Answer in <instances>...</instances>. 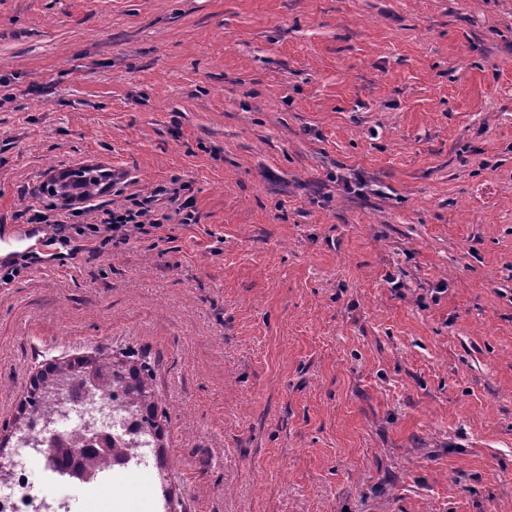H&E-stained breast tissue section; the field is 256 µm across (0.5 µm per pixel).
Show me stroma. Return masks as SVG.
Returning <instances> with one entry per match:
<instances>
[{
    "label": "stroma",
    "instance_id": "stroma-1",
    "mask_svg": "<svg viewBox=\"0 0 512 512\" xmlns=\"http://www.w3.org/2000/svg\"><path fill=\"white\" fill-rule=\"evenodd\" d=\"M82 165L198 221L16 248L0 428L131 349L133 512H512V0H0V236Z\"/></svg>",
    "mask_w": 512,
    "mask_h": 512
}]
</instances>
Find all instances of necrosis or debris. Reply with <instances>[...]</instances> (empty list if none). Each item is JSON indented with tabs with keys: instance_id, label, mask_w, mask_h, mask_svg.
I'll return each mask as SVG.
<instances>
[{
	"instance_id": "1",
	"label": "necrosis or debris",
	"mask_w": 512,
	"mask_h": 512,
	"mask_svg": "<svg viewBox=\"0 0 512 512\" xmlns=\"http://www.w3.org/2000/svg\"><path fill=\"white\" fill-rule=\"evenodd\" d=\"M136 422L97 386L64 387L46 414L17 433V454L6 468L7 479H0V512H93L102 499L124 498L126 477L146 469L152 446ZM107 437L114 442L115 456L89 467L81 480L51 460L55 443L82 448ZM74 484L84 490L82 500L58 495V488Z\"/></svg>"
}]
</instances>
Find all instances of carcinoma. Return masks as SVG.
Instances as JSON below:
<instances>
[{
  "mask_svg": "<svg viewBox=\"0 0 512 512\" xmlns=\"http://www.w3.org/2000/svg\"><path fill=\"white\" fill-rule=\"evenodd\" d=\"M106 174L100 169L82 166L64 172V177L52 184L57 197L75 196L91 199L103 191ZM146 365L128 355L124 359L94 360L78 358L63 364H53L33 379L27 399L18 417L28 421L45 412L46 394L64 384H72L85 378L100 382L104 389L112 390V401L137 412L139 427L152 439L153 446L162 447L164 424L157 413L154 393L150 389L145 372Z\"/></svg>",
  "mask_w": 512,
  "mask_h": 512,
  "instance_id": "1",
  "label": "carcinoma"
}]
</instances>
